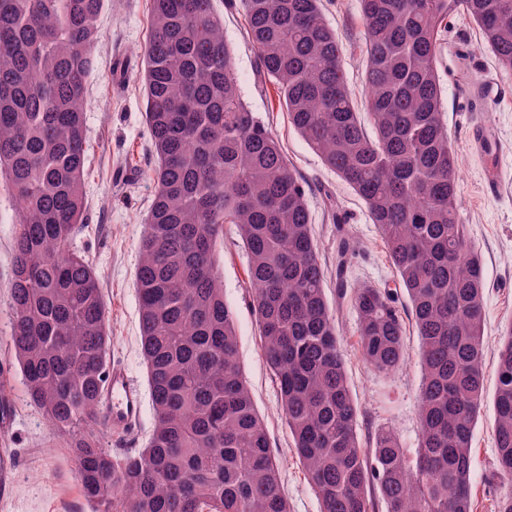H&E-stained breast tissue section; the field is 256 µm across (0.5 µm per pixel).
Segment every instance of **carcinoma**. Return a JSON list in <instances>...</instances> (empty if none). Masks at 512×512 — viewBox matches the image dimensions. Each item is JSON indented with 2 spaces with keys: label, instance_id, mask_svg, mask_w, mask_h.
<instances>
[{
  "label": "carcinoma",
  "instance_id": "1",
  "mask_svg": "<svg viewBox=\"0 0 512 512\" xmlns=\"http://www.w3.org/2000/svg\"><path fill=\"white\" fill-rule=\"evenodd\" d=\"M104 6L0 0V184L16 201L8 342L94 512H290L219 284L226 224L245 248L261 351L322 512H472L485 282L460 217L442 49L448 18L464 14L512 70V0H360L364 116L321 0H239L260 77L384 240L395 288L350 286L343 250L336 264L361 354L380 374L408 357V302L421 367L412 459L390 428L369 448L359 442L305 187L242 96L217 0H151L142 81L154 194L137 288L155 423L145 448L102 446L111 336L98 275L73 242L85 224V90ZM504 336L493 435L498 512H512V323Z\"/></svg>",
  "mask_w": 512,
  "mask_h": 512
}]
</instances>
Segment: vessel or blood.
I'll list each match as a JSON object with an SVG mask.
<instances>
[{"label":"vessel or blood","mask_w":512,"mask_h":512,"mask_svg":"<svg viewBox=\"0 0 512 512\" xmlns=\"http://www.w3.org/2000/svg\"><path fill=\"white\" fill-rule=\"evenodd\" d=\"M506 86L500 78L482 72L472 82L463 86L460 99L469 107L468 145L472 154L484 160V187L489 195H497L501 189V171L498 160L503 153V143L497 131L483 122L474 104L484 106L498 104L505 93ZM102 417L115 431L133 429L142 414V394L131 379L127 367L120 362H112L107 369L105 385L101 392Z\"/></svg>","instance_id":"obj_1"}]
</instances>
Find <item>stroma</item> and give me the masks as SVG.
<instances>
[{
    "instance_id": "35a3bbf8",
    "label": "stroma",
    "mask_w": 512,
    "mask_h": 512,
    "mask_svg": "<svg viewBox=\"0 0 512 512\" xmlns=\"http://www.w3.org/2000/svg\"><path fill=\"white\" fill-rule=\"evenodd\" d=\"M327 21L341 45V63L355 101H362L365 65L360 25V0H322ZM224 37L232 47L241 92L253 112L268 123L279 139L289 164L308 181L307 204L312 235L328 269L336 267V226L345 224L360 253L352 259L348 276L357 285L393 287L395 271L379 230L353 188L327 168L289 124L277 89L258 86L254 57L244 33V17L237 0H221ZM150 0H107L99 18L96 66L86 93L88 151L85 192L89 221L75 239L76 251L98 272L107 301L112 336L111 357L128 366L140 389H147L146 364L141 349L136 272L143 219L151 205L153 164L144 124V94L139 74L141 48L146 40ZM464 43L466 68L471 72L496 70L475 24L458 14L448 21L446 50ZM448 131L461 172L459 207L471 243L481 254L486 288L483 330L484 405L472 439L471 499L473 512H498L496 448L492 431L493 399L497 385L498 352L503 331L512 323V100L485 110V120L499 132L506 150L501 157L504 175L499 195H486L483 165L468 149V127L457 99L455 77L444 76ZM16 203L0 186V381L6 394L0 409L8 408L6 432L0 449L11 454L15 468L12 490L0 496V512H92L82 495L75 459L64 439L30 404L19 369L4 341L10 330L6 284L13 259ZM247 255L234 225L224 227L219 255L224 301L231 309L239 361L255 405L264 418L273 448L281 459V475L291 512H322L292 451V438L281 410L278 388L260 350L258 327L249 306ZM326 296L338 314L345 367L352 394L363 410L359 421L362 440L380 428L399 434L407 454L418 444L417 402L420 369L418 339L407 333L408 361L387 375L364 361L356 316L347 301L336 298L335 286Z\"/></svg>"
}]
</instances>
